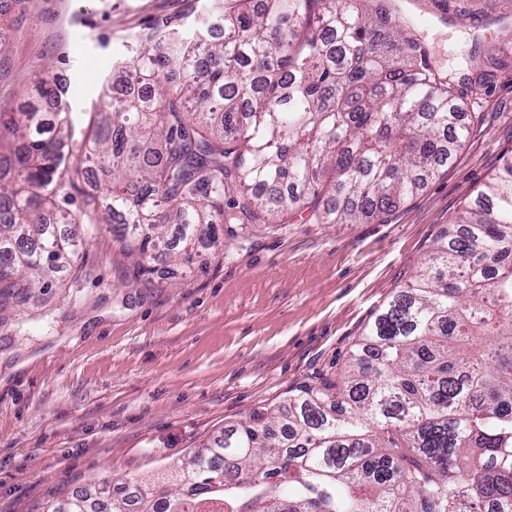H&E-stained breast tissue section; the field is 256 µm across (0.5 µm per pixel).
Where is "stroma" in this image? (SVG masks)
I'll list each match as a JSON object with an SVG mask.
<instances>
[{"label":"stroma","instance_id":"stroma-1","mask_svg":"<svg viewBox=\"0 0 512 512\" xmlns=\"http://www.w3.org/2000/svg\"><path fill=\"white\" fill-rule=\"evenodd\" d=\"M466 111L484 115L440 178L385 222L225 225L195 264L138 275L111 224H81L75 266L0 322V512H44L91 482L174 465L225 424L342 369L380 305L512 153V6L392 0ZM214 0H0V108L66 85L76 131L126 89L121 62L164 27L184 37ZM499 57L476 83L472 57Z\"/></svg>","mask_w":512,"mask_h":512}]
</instances>
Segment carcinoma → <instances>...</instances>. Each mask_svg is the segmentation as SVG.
I'll return each mask as SVG.
<instances>
[{"mask_svg":"<svg viewBox=\"0 0 512 512\" xmlns=\"http://www.w3.org/2000/svg\"><path fill=\"white\" fill-rule=\"evenodd\" d=\"M224 37L151 31L131 93L75 137L69 113L0 112V314L78 261L64 224L125 213L140 273L220 224L389 214L442 173L479 112L421 59L388 0H222ZM81 158L74 163L71 156ZM94 163L105 194L58 198ZM512 512V154L439 232L339 376L263 406L150 482L90 484L45 512Z\"/></svg>","mask_w":512,"mask_h":512,"instance_id":"carcinoma-1","label":"carcinoma"}]
</instances>
